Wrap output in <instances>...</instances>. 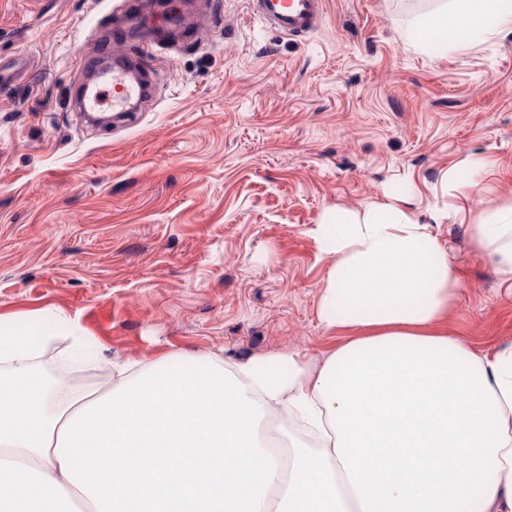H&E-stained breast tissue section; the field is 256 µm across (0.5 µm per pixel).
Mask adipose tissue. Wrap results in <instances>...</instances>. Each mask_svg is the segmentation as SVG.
<instances>
[{
  "label": "adipose tissue",
  "mask_w": 512,
  "mask_h": 512,
  "mask_svg": "<svg viewBox=\"0 0 512 512\" xmlns=\"http://www.w3.org/2000/svg\"><path fill=\"white\" fill-rule=\"evenodd\" d=\"M406 26L465 53L512 31V0H433ZM470 236L512 280V206ZM315 241L338 334L319 357L113 358L54 308L0 315V512H512V345L449 333L446 247L392 202L326 210ZM60 336L67 359L102 354L107 385L41 370ZM269 417L304 437L273 452Z\"/></svg>",
  "instance_id": "ef3b65f1"
}]
</instances>
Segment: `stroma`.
<instances>
[{"label": "stroma", "mask_w": 512, "mask_h": 512, "mask_svg": "<svg viewBox=\"0 0 512 512\" xmlns=\"http://www.w3.org/2000/svg\"><path fill=\"white\" fill-rule=\"evenodd\" d=\"M119 0H0V313L52 305L110 356L322 355L326 210L386 196L448 250V330L512 342V284L469 225L512 204V33L445 56L403 22L432 0H325L288 39L248 0H174L196 35L142 55L155 79L103 129L73 105Z\"/></svg>", "instance_id": "obj_1"}]
</instances>
